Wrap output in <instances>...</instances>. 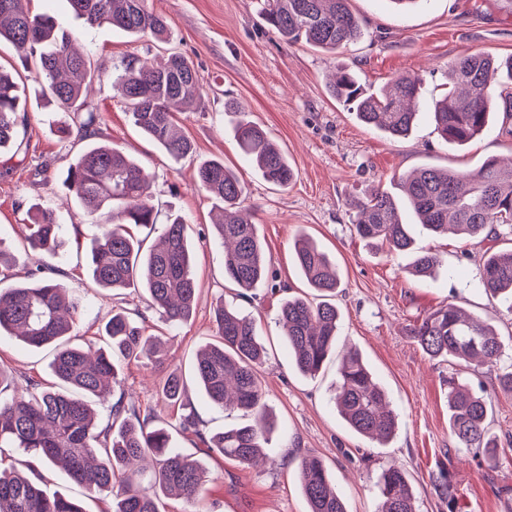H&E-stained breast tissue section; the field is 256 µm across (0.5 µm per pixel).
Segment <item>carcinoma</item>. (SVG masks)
I'll use <instances>...</instances> for the list:
<instances>
[{
	"instance_id": "cac0c4a2",
	"label": "carcinoma",
	"mask_w": 512,
	"mask_h": 512,
	"mask_svg": "<svg viewBox=\"0 0 512 512\" xmlns=\"http://www.w3.org/2000/svg\"><path fill=\"white\" fill-rule=\"evenodd\" d=\"M29 0H0V40L10 42L27 69L34 66L41 91L57 111L68 116L58 126L63 138H83L97 120L83 96L94 72L86 58L72 49L84 32L59 29L47 14H33ZM349 0H263L265 22L290 44L303 42L335 52L360 40L363 20L354 15ZM85 28L109 24L133 35L149 34L158 41L168 37L166 19L151 11L146 0H70ZM115 85L135 125L176 160L194 153L192 141L176 130L172 109H194L202 101L203 86L194 65L171 53L148 67L127 58L115 67ZM331 96L354 112L363 124L392 139H404L419 116L418 80L391 78L373 91L355 73L341 69L329 84ZM499 101L512 113V58L502 66L486 53H472L448 63V90L437 100L432 118L446 143L463 145L489 128V109ZM20 95L13 74L0 68V148L16 141ZM235 137L241 150L255 157L263 179L286 188L296 178L288 158L269 134L251 121L238 120ZM200 185L222 204L221 219L213 225L224 245V279L249 291L267 276L263 244L252 216L241 206L244 186L224 161L209 159L197 166ZM150 175L133 159L109 144L87 148L71 165L63 186L97 224L99 233L86 254L93 281L104 290L142 289L149 296L146 309L121 307L104 325L105 347L92 352L69 343L82 303L66 295L67 287L42 276L45 260L65 244L63 227L51 209L32 217L26 254L34 269L25 280L0 289V331L40 348L53 344L57 352L50 368L56 382L44 386L29 378L24 390L0 365V512H85L74 500L49 496L40 487V468L62 466L70 479L94 495L112 496L111 512H159L163 497L179 496L188 503L203 498L210 482L203 464L170 447L169 432L155 425L154 414L120 393L116 363L127 358H153L160 353V338L147 335L135 318L153 311L171 324L192 316L198 296L193 256L185 235L184 218L166 226L160 241L145 247L131 227L156 223L151 203ZM405 199L382 189L371 191L356 205L352 224L356 235L372 248L390 252L414 249L412 225L402 222L399 207L407 203L418 224L434 236L453 228L477 238L495 225L512 226V171L495 158L474 171L440 170L424 166L400 176ZM295 262L307 284L321 300L291 296L280 305L288 347L295 368L304 375L318 373L336 347L339 311L332 297L339 278L329 255L306 234L297 237ZM440 265L431 252H416L411 274L420 280L434 277ZM479 287L512 311V248L488 255ZM220 340L198 355L195 377L205 395L220 407H234L254 415L252 423L228 428L211 436L202 428L196 410L183 403L187 384L171 373L162 386L164 396L182 404L179 428L195 437L210 452L250 464L274 428L267 414L266 392L258 376L265 349L258 340L255 321L224 302L214 308ZM412 336L430 359L463 361L477 369L497 365L502 345L494 330L481 319L450 303L428 313ZM333 394L341 417L356 433L387 441L397 428L386 393L362 356L350 350L337 368ZM107 405V420L100 425L92 403ZM487 400L455 378L448 379V424L452 435L488 463L498 457V446L488 432ZM6 448H17L31 460L17 467L3 465ZM155 459L151 486H142L132 461ZM307 512H347L344 500L330 487L319 457L307 455L298 465ZM380 512H415L407 471L396 464L378 479Z\"/></svg>"
}]
</instances>
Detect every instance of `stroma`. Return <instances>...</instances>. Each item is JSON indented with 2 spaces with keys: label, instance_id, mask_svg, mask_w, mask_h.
<instances>
[{
  "label": "stroma",
  "instance_id": "35a3bbf8",
  "mask_svg": "<svg viewBox=\"0 0 512 512\" xmlns=\"http://www.w3.org/2000/svg\"><path fill=\"white\" fill-rule=\"evenodd\" d=\"M147 3L166 18L170 43L106 24L87 30L68 0H31L33 13L53 16L61 29L85 30L79 48L101 74L88 96L99 121L85 138L61 139V115L36 93L35 71L18 69L26 121L20 149L0 151V243L20 249L35 208L57 213L65 246L51 262L52 276L83 303L70 342L96 349L113 306L131 300L143 306L147 296L97 288L80 264L76 248L89 246L97 228L62 186L68 167L90 145L117 147L151 173L158 226L175 216L185 219L199 288L196 310L177 327L148 313L147 330L165 338L166 356L126 360L120 368L127 398L149 407L157 424L168 426L171 446L201 461L213 478L199 503L167 498L161 512H306L298 464L308 454L322 459L347 512H379L376 478L393 462L410 475L416 512H512V395L500 389L496 371L429 359L411 335L425 314L454 303L494 325L504 346L500 365H512V314L495 310L477 286L484 255L511 247L512 230L500 226L485 239L434 238L414 226L416 247L441 261L435 278L422 282L409 274L412 253L371 249L354 234L348 206L374 186L395 191L394 176L421 166L474 170L487 157H512V119L502 112L494 113L487 132L464 146L445 143L429 116L447 89L450 60L475 52L512 56V0H418L406 7L392 0H350L351 10L366 22L365 34L333 53L288 44L262 21L258 0ZM168 47L194 64L206 88L201 108L174 115L196 150L181 161L139 131L112 86L113 67L122 59L153 61ZM341 66L372 89L400 74L420 77L422 117L408 138L393 140L361 124L331 98L327 81ZM228 101L268 129L287 155L297 173L288 188L268 184L242 153L233 117L224 110ZM204 159L222 160L237 174L246 189L244 205L264 243L268 278L244 298L224 279V248L211 230L217 201L196 178L197 163ZM301 233L336 262L341 278L336 349H357L387 391L397 429L386 445L351 431L331 403L337 359L312 377L292 363L278 313L283 298L308 290L294 262V239ZM220 300L253 316L266 350L260 376L277 428L256 466L196 447L178 427L179 409L158 389L169 372L179 371L206 431L244 423L241 411L212 404L193 383L198 351L217 339L213 308ZM52 359V347L35 348L0 335V364L17 382H52ZM452 376L490 399V434L502 449L497 463L473 457L451 434ZM446 470L454 484L453 511L438 485Z\"/></svg>",
  "mask_w": 512,
  "mask_h": 512
}]
</instances>
